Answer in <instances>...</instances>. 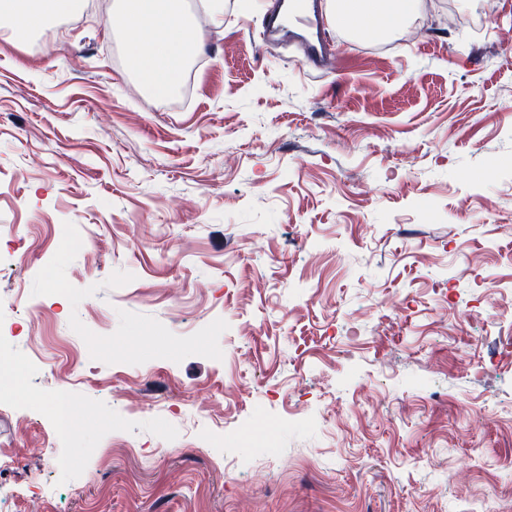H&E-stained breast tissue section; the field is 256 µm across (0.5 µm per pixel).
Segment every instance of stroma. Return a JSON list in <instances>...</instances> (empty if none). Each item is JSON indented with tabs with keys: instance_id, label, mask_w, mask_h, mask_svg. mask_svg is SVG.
<instances>
[{
	"instance_id": "35a3bbf8",
	"label": "stroma",
	"mask_w": 512,
	"mask_h": 512,
	"mask_svg": "<svg viewBox=\"0 0 512 512\" xmlns=\"http://www.w3.org/2000/svg\"><path fill=\"white\" fill-rule=\"evenodd\" d=\"M181 2L161 94L118 0L0 31V512H512V0L319 73Z\"/></svg>"
}]
</instances>
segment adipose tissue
<instances>
[{
  "label": "adipose tissue",
  "mask_w": 512,
  "mask_h": 512,
  "mask_svg": "<svg viewBox=\"0 0 512 512\" xmlns=\"http://www.w3.org/2000/svg\"><path fill=\"white\" fill-rule=\"evenodd\" d=\"M75 0H0V21L34 27L45 19L69 13ZM178 0H124L121 19L131 49V61L155 90L176 85L187 57L200 50L196 30L177 17ZM360 17L358 31H394L415 13L418 0H343Z\"/></svg>",
  "instance_id": "ef3b65f1"
}]
</instances>
